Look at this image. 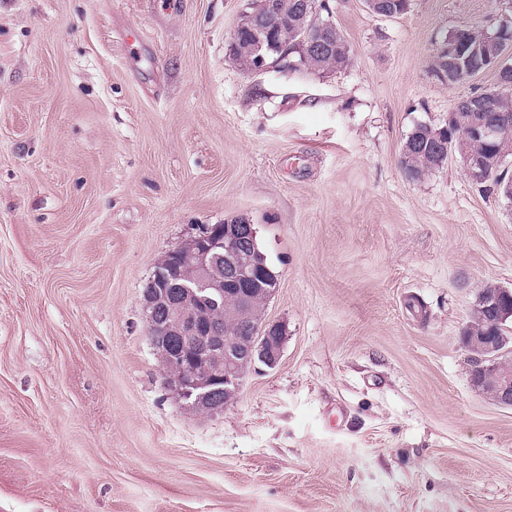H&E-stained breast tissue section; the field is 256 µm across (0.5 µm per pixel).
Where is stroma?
Wrapping results in <instances>:
<instances>
[{"instance_id":"35a3bbf8","label":"stroma","mask_w":512,"mask_h":512,"mask_svg":"<svg viewBox=\"0 0 512 512\" xmlns=\"http://www.w3.org/2000/svg\"><path fill=\"white\" fill-rule=\"evenodd\" d=\"M328 6L346 69L256 73L245 0H0V512H512V407L462 343L512 290V201L399 162L496 84L437 80V45L512 0ZM241 218L283 352L210 414L143 295L192 225Z\"/></svg>"}]
</instances>
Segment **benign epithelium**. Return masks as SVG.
Segmentation results:
<instances>
[{
    "instance_id": "7a95c632",
    "label": "benign epithelium",
    "mask_w": 512,
    "mask_h": 512,
    "mask_svg": "<svg viewBox=\"0 0 512 512\" xmlns=\"http://www.w3.org/2000/svg\"><path fill=\"white\" fill-rule=\"evenodd\" d=\"M250 15L261 17L266 33H277L283 25L282 12L275 0H252ZM328 20L306 30L304 46L313 48L329 38ZM512 46V29L502 23L494 31L483 32L481 42L474 44L467 30L455 29L436 48L432 75L440 81L463 83L481 70L497 71L495 89L483 91L471 98L472 118L469 135L472 139L492 146L488 160L471 151L464 143L455 142L452 126L439 130L435 150L442 160L457 155L464 172L474 184H484L504 168L512 155V114L497 108V98H512V65L501 64L504 50ZM172 258L161 262L144 294L147 331L151 342L160 345L169 336H179L183 349L176 357H168L167 369L177 370L171 386L184 398H194L193 405L209 413L222 411L208 406L209 388L224 383V391L233 396L242 383L241 365L262 364L275 368L281 358L284 336L279 326L257 321L252 323L250 341L243 343L224 335L223 326L213 313L216 300L227 295L225 285L234 281L246 285L255 277L256 266L242 254L237 226L233 224H198L170 251ZM191 269L193 275L183 271ZM181 292V301L164 322L152 316L153 308L168 301L167 289ZM465 348L471 352L474 365L471 381L475 388L491 395L499 404L512 406V364L500 359L505 344L503 337L478 340L469 330L462 334ZM224 360V371L213 368V361Z\"/></svg>"
}]
</instances>
